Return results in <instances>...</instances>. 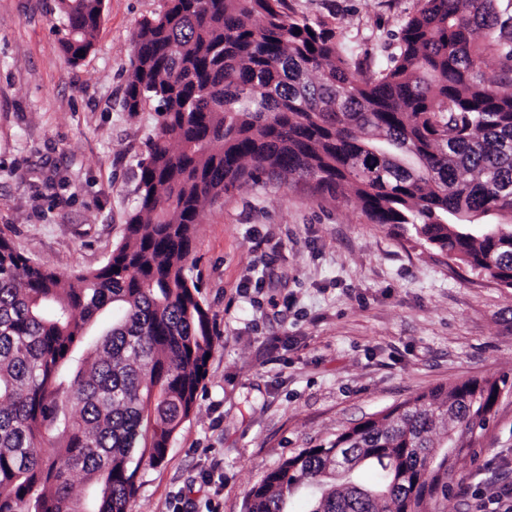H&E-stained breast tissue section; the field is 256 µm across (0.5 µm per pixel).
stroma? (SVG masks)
Wrapping results in <instances>:
<instances>
[{
  "instance_id": "stroma-1",
  "label": "stroma",
  "mask_w": 512,
  "mask_h": 512,
  "mask_svg": "<svg viewBox=\"0 0 512 512\" xmlns=\"http://www.w3.org/2000/svg\"><path fill=\"white\" fill-rule=\"evenodd\" d=\"M162 3L105 0L74 65L57 0H0V235L59 274L102 266L125 236L155 127L153 105L123 107L132 36ZM288 4L372 67L420 0ZM188 266L214 322L207 377L165 461L142 465L131 512H243L265 472L371 414L471 377L512 381V289L305 182L244 184L206 208ZM472 446L440 512H484L512 482V392Z\"/></svg>"
}]
</instances>
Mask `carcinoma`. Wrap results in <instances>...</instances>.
<instances>
[{
  "instance_id": "obj_1",
  "label": "carcinoma",
  "mask_w": 512,
  "mask_h": 512,
  "mask_svg": "<svg viewBox=\"0 0 512 512\" xmlns=\"http://www.w3.org/2000/svg\"><path fill=\"white\" fill-rule=\"evenodd\" d=\"M68 60L103 0H58ZM495 55L504 66L484 68ZM156 104L137 205L106 264L63 276L0 236V512H130L196 408L213 318L186 264L243 183L355 200L512 289V0H421L369 75L286 0H164L132 39L123 106ZM497 215L504 221L480 223ZM505 379L424 391L265 473L245 512H432ZM53 452L46 454L42 448ZM79 477L89 495L74 493Z\"/></svg>"
}]
</instances>
